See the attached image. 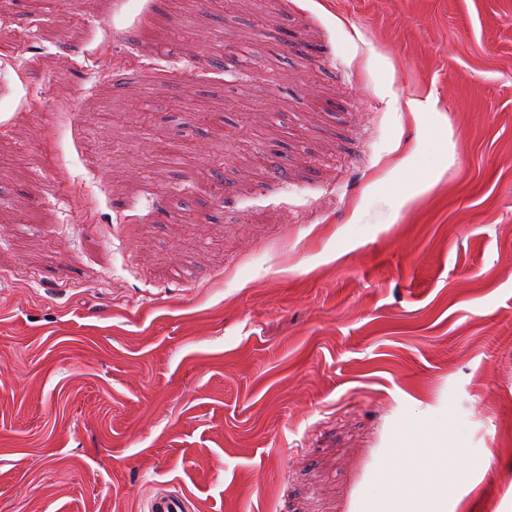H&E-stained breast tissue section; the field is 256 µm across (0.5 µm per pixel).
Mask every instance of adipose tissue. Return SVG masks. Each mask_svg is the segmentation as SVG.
Returning a JSON list of instances; mask_svg holds the SVG:
<instances>
[{
  "label": "adipose tissue",
  "instance_id": "ef3b65f1",
  "mask_svg": "<svg viewBox=\"0 0 512 512\" xmlns=\"http://www.w3.org/2000/svg\"><path fill=\"white\" fill-rule=\"evenodd\" d=\"M453 465L451 452L444 445L423 456H395L371 499L374 505H386V512H448L455 491L448 478Z\"/></svg>",
  "mask_w": 512,
  "mask_h": 512
}]
</instances>
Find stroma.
<instances>
[{
  "label": "stroma",
  "mask_w": 512,
  "mask_h": 512,
  "mask_svg": "<svg viewBox=\"0 0 512 512\" xmlns=\"http://www.w3.org/2000/svg\"><path fill=\"white\" fill-rule=\"evenodd\" d=\"M439 441L512 512V0H0V512H364ZM186 498L183 495L152 496L147 501L148 512H184Z\"/></svg>",
  "instance_id": "1"
}]
</instances>
